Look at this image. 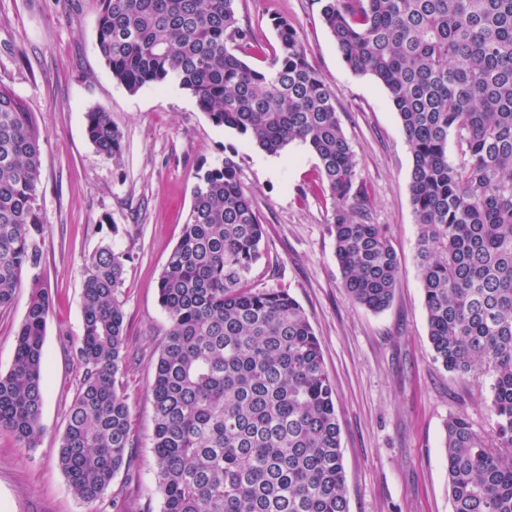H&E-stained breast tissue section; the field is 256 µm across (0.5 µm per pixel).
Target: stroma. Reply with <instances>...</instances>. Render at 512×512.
<instances>
[{
  "instance_id": "1",
  "label": "stroma",
  "mask_w": 512,
  "mask_h": 512,
  "mask_svg": "<svg viewBox=\"0 0 512 512\" xmlns=\"http://www.w3.org/2000/svg\"><path fill=\"white\" fill-rule=\"evenodd\" d=\"M241 23L275 46L282 17L336 95V110L369 194L371 223L385 225L399 254L394 299L375 313L342 288L327 226L319 161L290 144L272 156L215 126L177 83L129 92L98 50L96 0H0V84L20 98L42 135L37 205L51 308L43 377V434L27 451L0 430V512H160L153 468L151 383L168 318L157 281L188 218L198 173L236 151L238 178L267 233L257 289L297 299L318 336L336 387L349 512H452L443 439L450 416L492 435L491 375H461L433 358L415 259L412 154L388 91L352 72L325 27L317 0H237ZM107 110L123 134L120 160L100 154L85 132L90 109ZM129 255L123 287L128 363L121 378L136 438L132 471H119L110 499L86 504L68 487L58 454L82 379L77 341L89 257L104 244Z\"/></svg>"
}]
</instances>
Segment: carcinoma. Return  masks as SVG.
<instances>
[{"mask_svg":"<svg viewBox=\"0 0 512 512\" xmlns=\"http://www.w3.org/2000/svg\"><path fill=\"white\" fill-rule=\"evenodd\" d=\"M353 72L389 92L412 152L417 261L435 361L492 376V438L463 414L446 424L453 512H512V0H317ZM97 46L128 91L175 82L212 123L273 155L298 142L318 158L333 202L327 224L347 298L379 312L393 300L397 251L369 198L336 95L293 26L274 19L267 64L236 0H98ZM97 151L118 160L110 113L85 114ZM453 143L454 158L448 156ZM42 137L0 86V313L29 298L0 430L38 446L46 321L45 226L36 201ZM265 228L229 156L198 177L182 235L158 282L170 325L154 366L152 448L161 512H348L336 387L308 314L283 289L248 287ZM129 255L100 247L82 288V380L59 462L73 494L104 499L134 447L120 392V300Z\"/></svg>","mask_w":512,"mask_h":512,"instance_id":"carcinoma-1","label":"carcinoma"}]
</instances>
